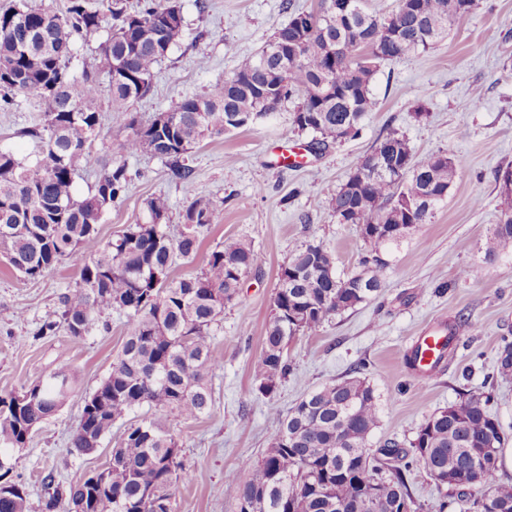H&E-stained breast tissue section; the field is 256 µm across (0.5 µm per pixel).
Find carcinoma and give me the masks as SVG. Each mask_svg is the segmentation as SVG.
<instances>
[{"label": "carcinoma", "mask_w": 512, "mask_h": 512, "mask_svg": "<svg viewBox=\"0 0 512 512\" xmlns=\"http://www.w3.org/2000/svg\"><path fill=\"white\" fill-rule=\"evenodd\" d=\"M477 0H397L378 17L367 0H352L347 15L327 11L294 13L254 56L239 61L231 75L201 95L142 123L128 114L131 103L151 92L154 70L186 37L180 0H145L133 12L126 0H68L59 14L43 3L22 0L0 13V101L35 95L44 121L20 130L31 138L34 158L0 150V250L26 280H36L62 259L81 263L76 293L63 297L60 318L70 336L83 339L103 315L125 318L126 336L106 379L91 393L96 413L81 412L69 439L70 452L93 453L112 427L134 409L148 406L183 420L211 406L209 376L214 326L224 306L239 298L243 279L257 256L251 245H219L195 275L173 279L181 260L193 263L201 230L212 224L216 200L199 196L185 209L182 230L166 231L170 202L162 195L146 202L144 220L102 243L104 214L130 183L125 162L103 167L87 195L75 193V177L88 163L89 146L101 137V78L112 111L124 119V155H150L182 180L193 169L185 155L205 137L263 119L295 102L293 125L311 131L322 145L349 126L359 130L376 102L370 82L377 64L426 52L448 35L455 17L470 14ZM98 45L102 66L78 75L67 70L75 41ZM388 150L387 171L375 175L369 156L358 159L365 182L353 177L334 193L329 208L341 224H355L364 243L362 278L336 275V257L309 243L281 267L262 352L254 364L257 390L271 399L290 364L288 341L319 332L333 316L354 310L382 288L386 263L379 254L433 216L448 197L457 174L453 148L417 157L406 138L392 131L373 151ZM499 223L494 243L512 241V190L498 189ZM64 368L34 384L36 392L19 409L16 395L0 396V451L26 444L24 435L52 416L72 390ZM480 392L431 413L416 437L401 445L372 448L368 435L378 424L373 388L346 378L309 391L290 410L271 402L275 421L270 447L246 477L229 474L224 496L240 512H415L406 471L421 468L443 500L440 512H512V483L498 476V454L508 439ZM175 436L157 419L144 417L115 442L103 469L109 488L83 480L67 486L46 483L44 512H170L177 482L192 473L180 459ZM0 485V512H28L25 487Z\"/></svg>", "instance_id": "1"}]
</instances>
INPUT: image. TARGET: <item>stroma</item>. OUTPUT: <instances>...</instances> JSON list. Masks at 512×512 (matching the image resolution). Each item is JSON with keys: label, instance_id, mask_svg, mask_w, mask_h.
I'll use <instances>...</instances> for the list:
<instances>
[{"label": "stroma", "instance_id": "1", "mask_svg": "<svg viewBox=\"0 0 512 512\" xmlns=\"http://www.w3.org/2000/svg\"><path fill=\"white\" fill-rule=\"evenodd\" d=\"M187 37L155 69L153 89L133 106L142 120L170 109L184 96L203 92L258 52L277 28L298 11H316L321 0H180ZM370 90L376 101L358 135L307 152L313 135L292 125V103L248 126L204 139L191 152V180L176 178L161 160L123 158V122L110 103L102 105L103 138L75 179L88 193L103 160L126 161L131 183L123 200L103 217L100 238L109 241L146 215V201L166 195L168 230L178 234L182 214L198 196L221 206L201 234L202 252L238 241L250 243L256 267L244 278L239 298L226 305L213 338L218 367L210 377L213 405L195 420L162 415L176 436L193 479L177 484L173 512H239L225 497L224 477L246 474L269 447L274 422L269 403L288 410L304 393L353 376L364 378L378 397L379 423L372 446L414 438L427 415L466 391L491 393V411L512 448V375L500 376L498 352L512 341V243L487 260L491 229L499 218L498 170L512 167V0H479L471 14L452 21L447 37L429 52L381 63ZM427 116L416 119L417 107ZM43 120L35 96L0 109V150L24 158L34 142L22 128ZM404 135L416 155L448 147L456 153L457 176L428 223L384 254L380 294L337 315L321 332L290 342L291 371L273 400L256 389L253 365L262 351L278 272L290 253L307 243L336 256V274L362 272L363 241L353 224L339 223L328 207L357 158L388 132ZM303 154L300 167L279 164L275 153ZM78 262L66 259L37 280L19 276L0 255V395L22 392L53 371L69 368L76 383L64 405L7 457L6 481L24 485L28 512H43V480L67 485L108 463L117 434L92 454L70 453L68 440L85 397L105 378L120 354L124 319L107 314L82 340L57 323L61 299L74 293ZM448 320L460 342L441 373L421 377L406 357L410 341L431 321ZM54 330H46V323Z\"/></svg>", "mask_w": 512, "mask_h": 512}]
</instances>
